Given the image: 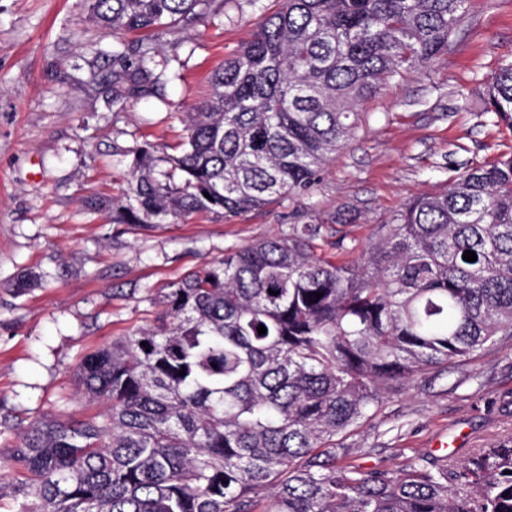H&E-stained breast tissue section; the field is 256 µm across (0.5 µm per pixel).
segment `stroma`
I'll return each mask as SVG.
<instances>
[{
	"mask_svg": "<svg viewBox=\"0 0 512 512\" xmlns=\"http://www.w3.org/2000/svg\"><path fill=\"white\" fill-rule=\"evenodd\" d=\"M279 7L210 0L189 25L113 37L86 0H0V458L35 421L102 413L77 387L81 362L152 324L188 272L342 208L343 233L366 244L414 197L512 152V130L484 110L488 81L512 60V0H469L447 53L362 101L353 139L306 194L170 224H114L88 208L127 192L132 148L179 153L184 115L206 100L213 70ZM146 49L157 62L147 84L126 65ZM25 273L41 285L15 292ZM511 439L512 338L502 336L466 366L391 393L346 443L365 469L398 470L439 440L455 441L456 465Z\"/></svg>",
	"mask_w": 512,
	"mask_h": 512,
	"instance_id": "1",
	"label": "stroma"
}]
</instances>
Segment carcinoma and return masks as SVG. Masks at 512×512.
Returning a JSON list of instances; mask_svg holds the SVG:
<instances>
[{"instance_id": "1", "label": "carcinoma", "mask_w": 512, "mask_h": 512, "mask_svg": "<svg viewBox=\"0 0 512 512\" xmlns=\"http://www.w3.org/2000/svg\"><path fill=\"white\" fill-rule=\"evenodd\" d=\"M203 2L89 8L117 36L191 23ZM466 3L282 0L212 74L180 153L134 149L124 198L95 207L151 225L304 194L360 100L446 52ZM485 111L512 130V62ZM347 220L226 250L169 286L156 325L85 359L80 382L107 409L27 429L8 458L28 474L17 512H512V440L397 471L344 443L410 380L512 336V153L412 199L362 249L340 230L328 242Z\"/></svg>"}]
</instances>
